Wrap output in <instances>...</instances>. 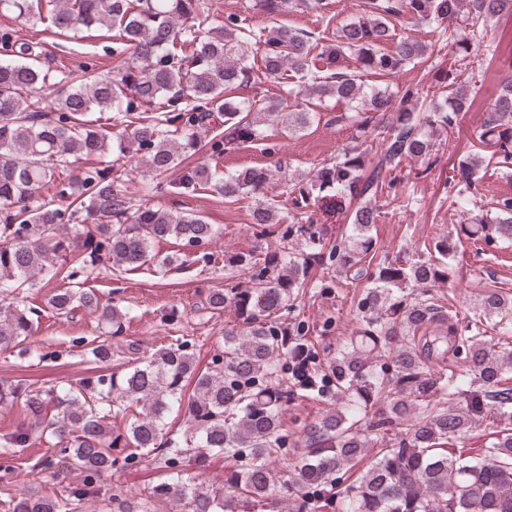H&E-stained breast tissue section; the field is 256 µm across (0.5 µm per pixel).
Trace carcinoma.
I'll return each mask as SVG.
<instances>
[{"instance_id": "1", "label": "carcinoma", "mask_w": 512, "mask_h": 512, "mask_svg": "<svg viewBox=\"0 0 512 512\" xmlns=\"http://www.w3.org/2000/svg\"><path fill=\"white\" fill-rule=\"evenodd\" d=\"M318 2L254 0L261 23L231 12L218 24L206 0H0L1 11L45 25L47 35L110 39L112 56L129 58L114 74L57 76L43 60L45 40L0 31V48L12 57L0 61L1 350L28 352L41 313L29 300L38 276L71 282L99 267L110 275L170 269L186 260L158 258L155 244L174 239L195 247L218 236V226L199 213L137 203L110 160L114 138L121 155L140 154L149 165L153 182L143 192L211 189L245 209L256 238L278 237L273 250L256 246L230 257L243 279L229 278L206 296L208 319L229 309L237 320L224 331L211 370L196 369L195 343L179 336L148 357L128 343L132 366L125 373L75 385L1 383L0 405L17 408L19 423L0 446L42 444L62 487L51 495L22 488L0 500V512H79L117 463L134 467L151 452L169 479L137 501L110 496L118 512H152L159 503L177 512H274L285 484L293 512H512V349L488 335L512 334V299L491 286L460 318L430 292L448 280L462 239L512 241V195L497 197L489 212L414 259L379 253L371 235L382 214L378 199L396 195L404 180L399 166L440 152V133L455 129L471 106L461 81L472 61L469 46L451 31L427 47L398 35L397 22H444L462 13L482 38L487 21L512 16V0H362L359 14L331 37L325 31L332 16L317 34L282 24L284 14ZM451 45L457 64L443 77L450 94L438 100L419 85L392 93L362 80L365 73L395 79ZM348 54L356 70L334 71ZM256 55L258 66L250 61ZM289 75L298 89L279 98L228 95ZM55 79L59 97L45 106L40 91ZM325 98L347 108L331 121L347 128L356 146L283 180L286 207L267 197V168L226 172L184 163L198 151L197 130L212 119L226 127L209 141L221 156L270 130H305ZM111 109L124 124L116 136L94 117ZM472 139L484 156L458 160L446 178L455 212L477 201L486 176L512 170V82L500 87ZM79 160L84 167L75 174ZM177 167L180 176L168 180ZM322 214L346 216L350 232L327 243ZM71 222L82 226L74 238L60 232ZM278 224L286 228L274 229ZM321 259L336 267V287L356 289L358 326L328 365L298 314ZM46 304L58 320L95 316L98 336L87 354L99 366L112 361V337L129 311L94 288L70 285L53 289ZM450 353L461 369L450 367ZM307 398L332 400L336 408L301 425V452L285 482L272 467L290 442L281 417L289 403ZM174 410L187 416L199 457L224 455V486L182 478L187 449L167 423ZM118 416L127 420L122 430L112 428ZM475 426L489 436L478 450L467 447ZM369 448L376 453L357 475ZM72 472L80 482H66Z\"/></svg>"}]
</instances>
